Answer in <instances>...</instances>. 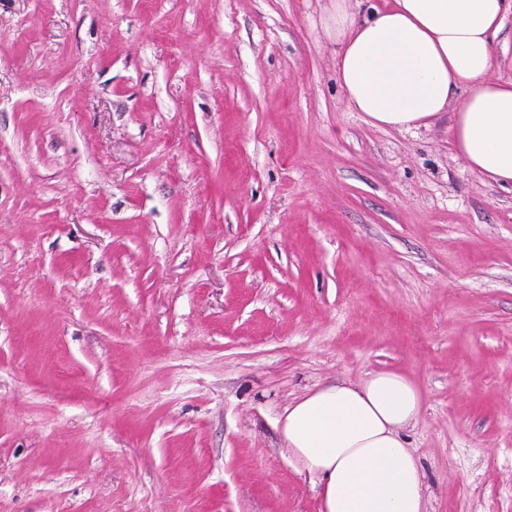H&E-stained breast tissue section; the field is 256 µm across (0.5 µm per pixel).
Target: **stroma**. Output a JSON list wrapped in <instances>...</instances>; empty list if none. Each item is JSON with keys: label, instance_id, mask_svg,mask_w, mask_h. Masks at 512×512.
Wrapping results in <instances>:
<instances>
[{"label": "stroma", "instance_id": "1", "mask_svg": "<svg viewBox=\"0 0 512 512\" xmlns=\"http://www.w3.org/2000/svg\"><path fill=\"white\" fill-rule=\"evenodd\" d=\"M333 7L0 0V512H318L285 411L380 371L426 512H512V186Z\"/></svg>", "mask_w": 512, "mask_h": 512}]
</instances>
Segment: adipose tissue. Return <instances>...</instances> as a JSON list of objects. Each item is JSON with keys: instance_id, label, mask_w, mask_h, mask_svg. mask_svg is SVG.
Returning <instances> with one entry per match:
<instances>
[{"instance_id": "ef3b65f1", "label": "adipose tissue", "mask_w": 512, "mask_h": 512, "mask_svg": "<svg viewBox=\"0 0 512 512\" xmlns=\"http://www.w3.org/2000/svg\"><path fill=\"white\" fill-rule=\"evenodd\" d=\"M512 0H392L358 15L336 0V79L376 127L411 129L451 112L466 167L512 185V80L493 78ZM422 411L416 388L382 371L318 387L287 409L282 435L319 480V512H425L422 471L400 431Z\"/></svg>"}]
</instances>
